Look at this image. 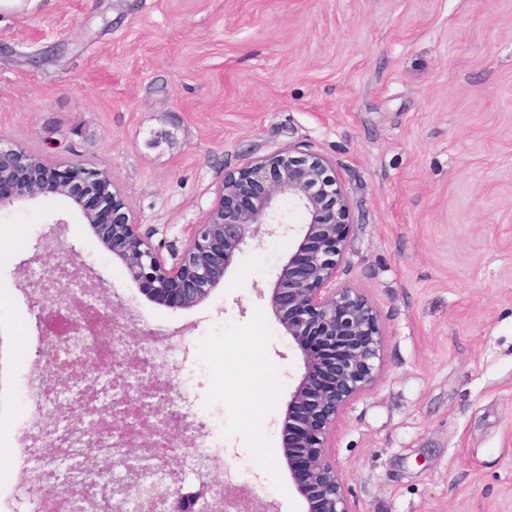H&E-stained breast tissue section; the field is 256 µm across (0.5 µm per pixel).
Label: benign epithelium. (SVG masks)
<instances>
[{
    "label": "benign epithelium",
    "instance_id": "obj_1",
    "mask_svg": "<svg viewBox=\"0 0 512 512\" xmlns=\"http://www.w3.org/2000/svg\"><path fill=\"white\" fill-rule=\"evenodd\" d=\"M53 193L71 200L102 245L122 262L128 277L148 299L191 309L223 282L234 256L262 236L302 232L296 250L281 266L270 294V307L300 351L304 371L286 406L283 457L294 476L306 512H353L333 441L351 401L372 389L385 370L387 335L377 306L365 290L336 285L346 262L353 216L341 179L331 161L318 154L275 152L224 176L218 198L204 220L193 226L181 249L164 257L151 236L129 215L125 198L114 189L108 171L71 163L64 169L41 156L0 139V209ZM289 203L303 216L302 228L281 220ZM61 261L19 266L17 279L37 295L36 322L44 343L37 378L60 396L85 399L87 381L99 385L112 375V407L85 399V431L101 430L124 440V460L136 463L155 448H192L206 435L171 400H159V377H172L179 366L148 362L157 333L136 326L125 304L112 294L99 273L89 279L69 270L79 251L58 247ZM126 346L112 358V338ZM171 482L141 487L133 471L112 477L113 462L98 455L85 479L107 477L110 493L99 512H278L246 486L230 485L212 493L210 480L186 491L164 461Z\"/></svg>",
    "mask_w": 512,
    "mask_h": 512
}]
</instances>
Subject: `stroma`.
Listing matches in <instances>:
<instances>
[{
  "mask_svg": "<svg viewBox=\"0 0 512 512\" xmlns=\"http://www.w3.org/2000/svg\"><path fill=\"white\" fill-rule=\"evenodd\" d=\"M0 135L107 169L165 255L226 173L329 158L353 215L340 279L387 333L385 373L334 441L356 512H512V0H35L0 14ZM56 234L139 326L182 331L169 395L223 451L216 484L304 512L280 455L303 363L269 308L291 236L249 242L179 309L150 301L66 198L0 210V454L27 430L41 344L16 270Z\"/></svg>",
  "mask_w": 512,
  "mask_h": 512,
  "instance_id": "stroma-1",
  "label": "stroma"
}]
</instances>
